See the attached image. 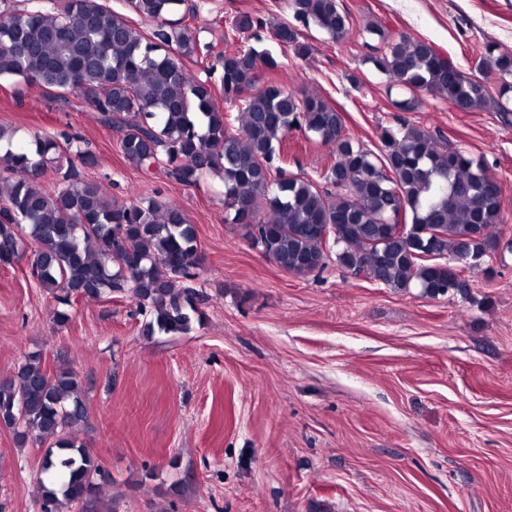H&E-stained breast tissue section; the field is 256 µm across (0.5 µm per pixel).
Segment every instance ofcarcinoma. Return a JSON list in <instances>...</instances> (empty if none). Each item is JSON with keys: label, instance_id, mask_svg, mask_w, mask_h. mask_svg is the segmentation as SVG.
<instances>
[{"label": "carcinoma", "instance_id": "carcinoma-1", "mask_svg": "<svg viewBox=\"0 0 512 512\" xmlns=\"http://www.w3.org/2000/svg\"><path fill=\"white\" fill-rule=\"evenodd\" d=\"M148 32L103 0H53L46 10L0 12V77L34 82L63 97L75 94L119 133L125 159L149 173L161 169L193 186L211 172L224 181L231 223L246 229L280 269L304 277L330 258L340 267L394 291L420 289L436 298L468 294L431 254L463 258L469 270L491 257L504 224L503 192L492 175L451 145L418 126L383 129V152L374 155L346 132L343 116L321 97L285 88L281 63L255 48L219 55L224 101L241 103L239 127L230 128L208 81L190 75L182 59L198 44L191 28L173 21L187 0H124ZM294 19L342 41L350 17L338 0H288ZM262 27L246 14L231 31ZM277 43L304 57L309 45L288 24L272 30ZM486 49L478 70L512 75V54ZM389 79L438 95L458 112L488 103L484 81L466 77L426 41L399 35L372 57ZM311 134L336 155L318 182L270 162L288 134ZM96 157L37 135L25 148L0 153V256L30 261L33 280L56 305L129 293L148 309V336L189 331L202 319L201 294L184 282L196 277L198 236L184 212L156 198L129 204L107 198L101 183L77 180L75 163ZM67 169L68 184L47 191L38 182L48 169ZM336 232L324 238V225ZM87 415L78 374L53 370L30 355L0 381V425L18 444L51 442L40 462V512H98L102 465L74 430Z\"/></svg>", "mask_w": 512, "mask_h": 512}]
</instances>
